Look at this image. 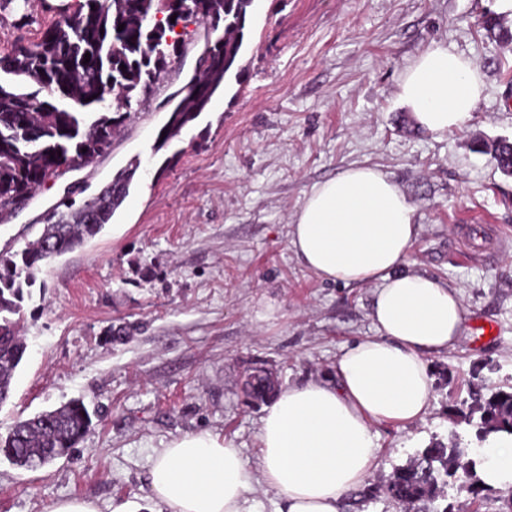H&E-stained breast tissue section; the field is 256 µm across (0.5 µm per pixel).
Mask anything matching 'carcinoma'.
<instances>
[{
    "instance_id": "carcinoma-1",
    "label": "carcinoma",
    "mask_w": 512,
    "mask_h": 512,
    "mask_svg": "<svg viewBox=\"0 0 512 512\" xmlns=\"http://www.w3.org/2000/svg\"><path fill=\"white\" fill-rule=\"evenodd\" d=\"M255 0H76L60 19L47 24L39 38L0 54V73L24 78L35 86L26 92L0 83V213L28 199L62 165L80 169L101 157L133 120L132 100L147 94L166 73L171 56L186 45V22L194 17L206 36L203 76L193 75L164 102L168 119L159 137L164 146L196 120L221 88L242 82L237 66L244 51L250 9ZM20 14L28 24L27 0H0V12ZM123 30H118L119 25ZM223 29L215 39L211 35ZM90 61L84 62L85 54ZM497 167L512 175V144L490 146ZM133 171L118 173L100 195L81 209L58 215L40 236L20 252L0 251V405L10 397L27 349L18 335L23 319L22 283L33 285L50 260L63 256L98 235L125 199ZM251 394L273 391L269 377L252 373ZM471 401H461L458 426L475 427L476 438L512 439V385L490 395L477 387ZM91 414L83 401L68 403L20 419L0 434V456L26 469L42 468L66 456L85 438ZM460 438L436 440L416 452L381 487L367 486L359 496L383 495L416 512H453L439 508L448 485L460 484L478 497L485 490L477 465Z\"/></svg>"
}]
</instances>
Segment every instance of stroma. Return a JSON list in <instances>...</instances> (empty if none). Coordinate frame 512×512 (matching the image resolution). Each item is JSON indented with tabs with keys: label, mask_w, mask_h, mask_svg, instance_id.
<instances>
[{
	"label": "stroma",
	"mask_w": 512,
	"mask_h": 512,
	"mask_svg": "<svg viewBox=\"0 0 512 512\" xmlns=\"http://www.w3.org/2000/svg\"><path fill=\"white\" fill-rule=\"evenodd\" d=\"M62 2L32 0L29 26L1 13L0 53L35 40ZM485 15L512 31L498 0H259L242 84L161 149L167 114L155 93L110 154L0 224V250H22L50 210L81 207L135 169L105 229L24 290L27 352L0 405V433L74 398L94 416L51 465L0 458V512H44L68 497L99 512L145 503L151 457L187 433L227 438L256 466L265 404L247 391L251 368L269 369L282 388L322 378L345 346L375 333L372 287L320 281L288 246L305 192L350 166L378 167L415 205L411 269L457 290L469 322L495 326L427 356L429 413L378 427L369 483L447 440L452 407L472 384L512 385V175L478 150L512 142V40L478 27ZM435 41L473 59L484 84L465 127L440 137L398 97L402 72ZM129 323L134 332L114 341Z\"/></svg>",
	"instance_id": "obj_1"
}]
</instances>
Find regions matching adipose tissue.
I'll list each match as a JSON object with an SVG mask.
<instances>
[{"instance_id": "ef3b65f1", "label": "adipose tissue", "mask_w": 512, "mask_h": 512, "mask_svg": "<svg viewBox=\"0 0 512 512\" xmlns=\"http://www.w3.org/2000/svg\"><path fill=\"white\" fill-rule=\"evenodd\" d=\"M398 96L434 135L462 129L483 95L469 57L434 42L403 71ZM416 208L388 174L352 166L314 184L294 214L288 243L320 280L374 288L376 334L346 346L334 377L277 392L260 420L257 468L208 432L156 451L146 474L155 512H253V485L280 499L279 512H340L375 468L374 426L423 419L433 395L424 358L459 341L463 300L445 282L409 271ZM479 475L512 485V440L481 448Z\"/></svg>"}]
</instances>
